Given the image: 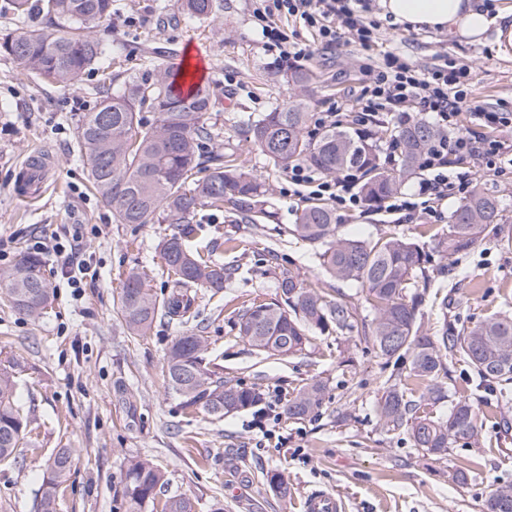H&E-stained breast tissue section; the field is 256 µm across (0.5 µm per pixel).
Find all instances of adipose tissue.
<instances>
[{"label": "adipose tissue", "instance_id": "adipose-tissue-1", "mask_svg": "<svg viewBox=\"0 0 512 512\" xmlns=\"http://www.w3.org/2000/svg\"><path fill=\"white\" fill-rule=\"evenodd\" d=\"M384 17L411 29L448 31L468 41H481L492 18L481 0H379Z\"/></svg>", "mask_w": 512, "mask_h": 512}]
</instances>
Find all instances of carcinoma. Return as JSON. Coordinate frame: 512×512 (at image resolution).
Segmentation results:
<instances>
[{
	"instance_id": "1",
	"label": "carcinoma",
	"mask_w": 512,
	"mask_h": 512,
	"mask_svg": "<svg viewBox=\"0 0 512 512\" xmlns=\"http://www.w3.org/2000/svg\"><path fill=\"white\" fill-rule=\"evenodd\" d=\"M49 26L0 37V54L13 57L43 80L67 87L103 61L110 42L97 35L108 29L114 0H37ZM220 0H182L190 18L217 15ZM179 71L158 68L153 81L130 78L122 90L102 92L95 109L84 114L78 142L91 189L112 206L121 224H149L164 215L171 224L189 225L199 209L228 208L240 219L257 224L269 216L265 209L269 189L252 170L233 155L217 150L212 166L196 177L200 144L217 138L203 116L210 110L208 86L184 91ZM315 76L295 70L288 77L294 93L288 102L275 106L250 122L246 138L262 155L282 170L306 164L324 174L356 169L362 174L361 193L370 206H379L398 193L405 181L421 169L422 159L441 131L428 122L409 116L401 120L395 135L397 162H381L377 146L366 131L330 126L311 135L310 88ZM149 105L158 118L146 127L140 110ZM503 223L499 201L480 187L451 216L448 234L437 242L439 252L452 257L475 248L492 224ZM292 234L316 248L324 273L356 289L336 290L329 298L293 274L278 282L279 299L254 304L239 318V334L249 345L269 357L287 359L311 347L314 334L330 326L351 332L359 304L374 317L359 340L371 345L399 371L390 376L377 404L379 423L387 430L405 428L416 447L442 456L457 443L477 445L481 438L477 412L470 400H456L446 417L420 414L422 403L435 405L448 397L442 378L448 375L446 358L462 356L480 379L502 385L508 395L512 383V317L495 315L456 332L443 323L439 334L424 331L418 321V304L430 288L428 254L413 240L397 234L361 239L339 234L336 216L325 205L301 209ZM163 259L173 291L160 302L151 289H141L145 275L131 271L120 291V312L128 332L144 336L153 322L163 317L185 326L195 321L183 288H224V266L190 251L184 233L172 234L163 244ZM47 283L42 261L23 257L11 268L0 269V298L30 317H38L53 298V288H34L28 275ZM205 338L191 328L175 337L167 356L168 388L184 398V407L202 405L212 417L255 406L254 389L213 378L204 361ZM427 382L419 399L408 394L402 379ZM325 385L313 381L288 401L286 414L299 419L323 401ZM14 364L0 365V462L9 460L24 439L27 418L16 401ZM72 467L70 449L61 448L44 475L38 512H56V500ZM165 473L147 457L127 460L121 496L128 512H142L155 504ZM487 512H512V484L501 485L485 501ZM160 512H195L188 497L169 496Z\"/></svg>"
}]
</instances>
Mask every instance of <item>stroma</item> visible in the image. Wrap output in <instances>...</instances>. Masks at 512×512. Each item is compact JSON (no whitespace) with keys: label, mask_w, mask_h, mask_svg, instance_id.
Listing matches in <instances>:
<instances>
[{"label":"stroma","mask_w":512,"mask_h":512,"mask_svg":"<svg viewBox=\"0 0 512 512\" xmlns=\"http://www.w3.org/2000/svg\"><path fill=\"white\" fill-rule=\"evenodd\" d=\"M255 7V0H224L216 18L190 19L180 0H114L112 39L122 49L109 69L87 71L72 87L45 83L0 54V265L15 264L44 233L76 224L80 256L97 272L74 295L57 274L53 253L45 252L41 259L54 288L48 309L32 319L0 301V361L15 365L19 404L31 428L14 457L0 462V512H37L43 475L61 448L71 449L73 466L57 512H127L119 490L131 456L152 458L166 473L165 495L189 497L195 512L218 506L224 512H304V499L314 491L340 497L345 512H483L493 489L512 484V402L497 398L463 357H448V398L432 411L447 414L453 400L469 398L482 441L451 446L438 457L416 448L406 431L379 424L377 402L395 367L355 334L328 329L318 334L312 354L279 360L256 352L238 330L242 311L275 298L285 274L329 294L335 288L314 247L290 233L298 210L312 199L309 189L289 184L285 172L245 139L250 121L292 95L290 72L312 71V111L339 109L346 126L368 81L366 62L382 63L390 51L423 68L448 61L467 66L477 105L512 113V49L500 51L492 32L468 42L405 28L382 18L378 0H368L364 16L377 26L373 50L346 37L321 44L291 21L288 29L312 56L281 66ZM189 53L204 59L201 81L213 91L207 124L220 131L225 152L239 156L270 188L261 226L203 208L195 217L202 232L186 241L232 272L220 293L188 291L208 344L205 362L217 376L260 393L255 407L221 420L202 407L185 408L165 382L167 352L181 326L160 318L149 335L133 336L119 310L122 281L132 270L146 273L157 298L168 296L162 245L176 225L118 223L90 190L78 145V127L102 83L120 90L124 80L179 66ZM37 150L51 159L41 179L48 191L27 203L17 193L19 172ZM448 170L498 198L505 215L500 234L452 261L433 249L464 193L452 192L431 213L366 206L335 211L341 234L370 239L395 232L431 252L435 275L418 318L432 331L446 322L460 329L500 313L512 316V169L453 162ZM314 380L326 386L321 406L305 418H288V400ZM459 469L467 473L462 484L448 478ZM275 473L291 488L288 500L269 489L267 478Z\"/></svg>","instance_id":"1"}]
</instances>
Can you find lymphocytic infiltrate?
<instances>
[{
	"instance_id": "f902f5d3",
	"label": "lymphocytic infiltrate",
	"mask_w": 512,
	"mask_h": 512,
	"mask_svg": "<svg viewBox=\"0 0 512 512\" xmlns=\"http://www.w3.org/2000/svg\"><path fill=\"white\" fill-rule=\"evenodd\" d=\"M255 16L263 24V33L269 47L278 51L282 62L308 58L306 45L291 39L287 29L278 26L281 18H294L311 28L321 42L335 44L338 32L351 35L354 43L364 50H371L376 42L374 25L365 23L351 0H257ZM369 83L358 98V119L367 120L377 109L386 107L397 112L409 102H417L422 111L432 114L436 124L445 130V137L437 140L428 150L423 166L431 173L422 180L420 198L440 200L453 189L455 181L446 170L449 156L462 159L486 160L499 156L504 147L501 140L487 137V130L507 131L512 128V117L503 112L488 111L474 105L466 89L470 72L466 67L449 62L423 69L404 58L389 52L381 64L367 65ZM471 110L478 122L475 132L460 133L457 118L463 110ZM288 181L297 186L313 188L319 198L336 205L356 209L362 204L355 190L356 177L348 173L342 179L329 181L316 176L306 165L297 164L288 171ZM33 251H52L59 257L60 273L69 287L82 290L91 273L87 262L76 260L75 239L55 241L54 244L37 240Z\"/></svg>"
}]
</instances>
